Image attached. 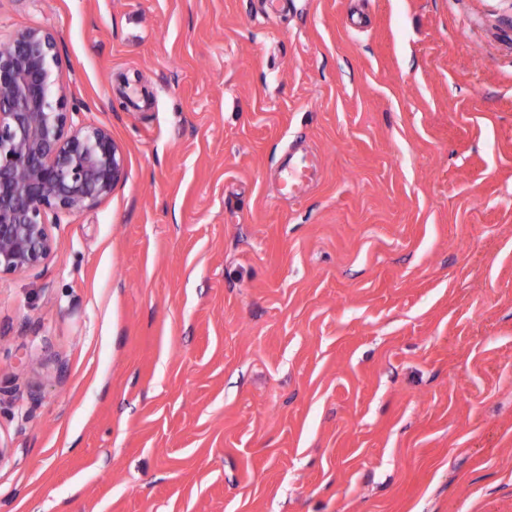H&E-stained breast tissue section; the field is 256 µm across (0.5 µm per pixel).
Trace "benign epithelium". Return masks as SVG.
Wrapping results in <instances>:
<instances>
[{
    "label": "benign epithelium",
    "mask_w": 512,
    "mask_h": 512,
    "mask_svg": "<svg viewBox=\"0 0 512 512\" xmlns=\"http://www.w3.org/2000/svg\"><path fill=\"white\" fill-rule=\"evenodd\" d=\"M53 35L16 32L0 47V273L48 260V230L95 206L123 181L125 155L102 126L76 124L55 70Z\"/></svg>",
    "instance_id": "benign-epithelium-1"
}]
</instances>
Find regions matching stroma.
<instances>
[{
  "label": "stroma",
  "instance_id": "stroma-1",
  "mask_svg": "<svg viewBox=\"0 0 512 512\" xmlns=\"http://www.w3.org/2000/svg\"><path fill=\"white\" fill-rule=\"evenodd\" d=\"M28 27L126 178L0 275V512H512V0ZM315 169V159L307 157H303L300 161L283 168L281 171L283 174L281 178L283 190L294 197L302 195L308 188Z\"/></svg>",
  "mask_w": 512,
  "mask_h": 512
}]
</instances>
